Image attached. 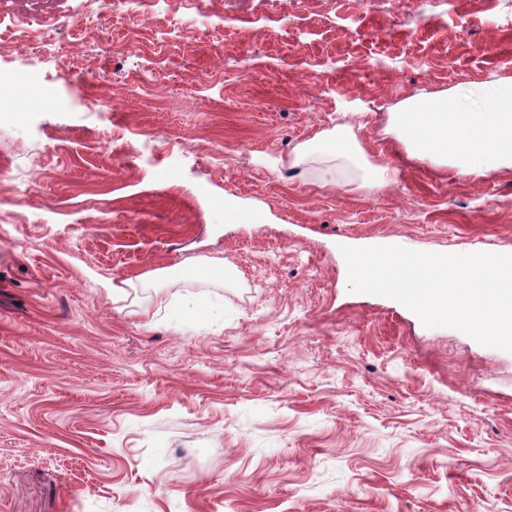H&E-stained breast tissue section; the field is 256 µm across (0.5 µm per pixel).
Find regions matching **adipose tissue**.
I'll return each instance as SVG.
<instances>
[{"instance_id":"1","label":"adipose tissue","mask_w":512,"mask_h":512,"mask_svg":"<svg viewBox=\"0 0 512 512\" xmlns=\"http://www.w3.org/2000/svg\"><path fill=\"white\" fill-rule=\"evenodd\" d=\"M392 131L413 156L452 165L462 175L512 168V78L460 94L408 98L392 114ZM362 154L351 126L339 124L299 145L294 163L323 160L318 178L331 183L333 162L354 164Z\"/></svg>"}]
</instances>
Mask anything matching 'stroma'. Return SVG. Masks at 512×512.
<instances>
[{
    "label": "stroma",
    "instance_id": "1",
    "mask_svg": "<svg viewBox=\"0 0 512 512\" xmlns=\"http://www.w3.org/2000/svg\"><path fill=\"white\" fill-rule=\"evenodd\" d=\"M50 11L0 0V77L29 76L0 112V512H512V352L348 292L340 252L512 254L511 168L389 132L512 77V0ZM339 123L392 182L292 168ZM187 259L226 277L147 287Z\"/></svg>",
    "mask_w": 512,
    "mask_h": 512
}]
</instances>
